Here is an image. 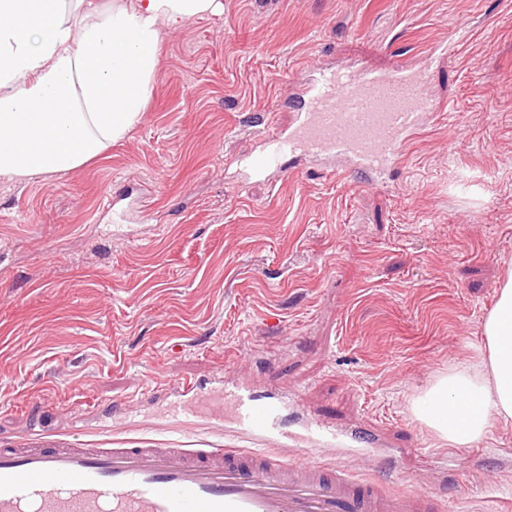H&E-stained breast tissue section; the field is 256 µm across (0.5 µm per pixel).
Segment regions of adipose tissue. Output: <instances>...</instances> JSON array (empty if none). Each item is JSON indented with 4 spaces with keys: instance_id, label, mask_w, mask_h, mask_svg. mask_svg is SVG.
I'll return each mask as SVG.
<instances>
[{
    "instance_id": "obj_1",
    "label": "adipose tissue",
    "mask_w": 512,
    "mask_h": 512,
    "mask_svg": "<svg viewBox=\"0 0 512 512\" xmlns=\"http://www.w3.org/2000/svg\"><path fill=\"white\" fill-rule=\"evenodd\" d=\"M220 0H114L75 16L67 0H0V179L68 172L137 124L164 29ZM478 356L440 376L413 412L456 446L512 423V268L483 322Z\"/></svg>"
}]
</instances>
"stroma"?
Wrapping results in <instances>:
<instances>
[{
    "label": "stroma",
    "mask_w": 512,
    "mask_h": 512,
    "mask_svg": "<svg viewBox=\"0 0 512 512\" xmlns=\"http://www.w3.org/2000/svg\"><path fill=\"white\" fill-rule=\"evenodd\" d=\"M165 31L142 119L82 167L0 181V442L255 448L171 420L182 383L246 382L373 437L359 480L428 512H512V424L451 446L414 402L482 338L512 264V0H221ZM467 23L448 109L387 186L313 163L233 179L294 73L385 70ZM140 417L126 424L124 406Z\"/></svg>",
    "instance_id": "1"
}]
</instances>
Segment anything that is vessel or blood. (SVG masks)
<instances>
[{
  "mask_svg": "<svg viewBox=\"0 0 512 512\" xmlns=\"http://www.w3.org/2000/svg\"><path fill=\"white\" fill-rule=\"evenodd\" d=\"M469 38L459 24L427 59L387 70L343 65L297 73L282 105L289 120L263 133L238 164L242 183H281L310 159L382 181L441 112L427 93L432 68ZM238 434L265 448H130L0 444V512H423L424 493L357 485L317 447L369 448L370 439L308 422L281 428L282 404L248 387L224 390Z\"/></svg>",
  "mask_w": 512,
  "mask_h": 512,
  "instance_id": "b4317fda",
  "label": "vessel or blood"
}]
</instances>
